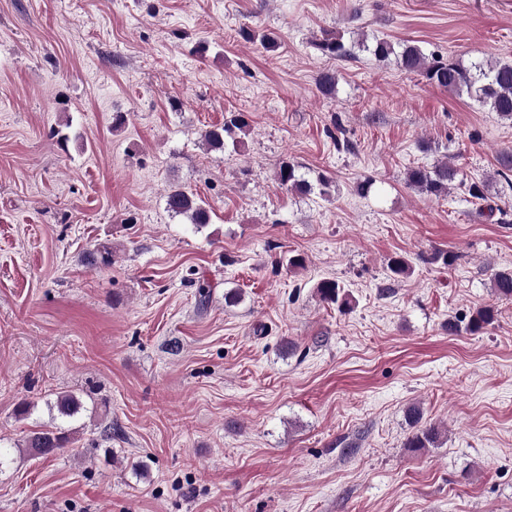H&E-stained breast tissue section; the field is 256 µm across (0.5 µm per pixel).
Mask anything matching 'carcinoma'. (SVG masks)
<instances>
[{"mask_svg": "<svg viewBox=\"0 0 512 512\" xmlns=\"http://www.w3.org/2000/svg\"><path fill=\"white\" fill-rule=\"evenodd\" d=\"M240 35L247 42H259L268 51L278 47L275 36L259 34L254 30L243 28ZM313 45L323 55L336 59H349L351 51L342 40L325 32ZM372 54L380 61L396 57L398 65L410 73L421 74L429 83L451 93H465L475 98L500 117L512 120V63L495 62L484 64L474 63L463 66L452 60L441 58L430 59L416 46L407 44L401 51H395L394 45L379 39L371 47ZM318 90L325 96L336 93V74L324 72L317 78ZM250 129L248 117L243 112H231L224 117V124L212 126L201 132L205 144L212 150L222 151L227 143L237 145L242 136ZM457 176V170L448 161H441L427 168L417 166L406 173L409 186L428 196L441 197L449 193L450 185ZM278 183L287 190L308 193L313 190L312 184L299 173V165L291 160L280 163L276 172ZM166 208L174 215H185L198 227L210 223V209L207 203L184 188L174 185L166 193ZM492 285L502 297H512V270L501 269L493 272ZM320 300L326 304H334L345 311L351 307L352 299L343 287L334 279H323L316 285ZM495 320V310L486 306L476 310L466 326V331L476 334L491 325ZM58 413L63 417H74L81 407L79 400L71 394H60L54 403ZM411 427V435L407 439L409 448H436L440 445L441 433L434 425H421L422 412L419 406L412 405L406 412ZM76 432L57 425H50L31 431L25 438L23 451L33 458H45L68 447L75 440Z\"/></svg>", "mask_w": 512, "mask_h": 512, "instance_id": "carcinoma-1", "label": "carcinoma"}]
</instances>
